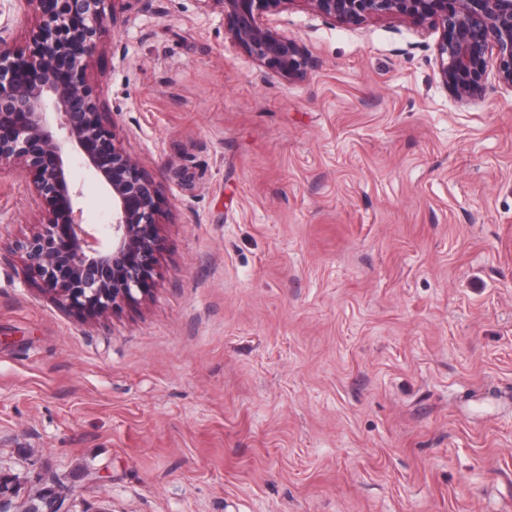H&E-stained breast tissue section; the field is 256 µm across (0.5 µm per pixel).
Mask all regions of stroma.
<instances>
[{"instance_id": "35a3bbf8", "label": "stroma", "mask_w": 512, "mask_h": 512, "mask_svg": "<svg viewBox=\"0 0 512 512\" xmlns=\"http://www.w3.org/2000/svg\"><path fill=\"white\" fill-rule=\"evenodd\" d=\"M89 83L161 186L148 297L89 320L25 276L0 169V475L73 512H512V87L458 101L399 16L276 27L115 0ZM230 34L256 61L272 66L285 79H302L314 67L303 46L277 32L268 14L284 11L293 0H219Z\"/></svg>"}]
</instances>
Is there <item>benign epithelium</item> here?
Listing matches in <instances>:
<instances>
[{"mask_svg":"<svg viewBox=\"0 0 512 512\" xmlns=\"http://www.w3.org/2000/svg\"><path fill=\"white\" fill-rule=\"evenodd\" d=\"M37 18L29 50L0 34V168L19 167L47 212L16 244L23 272L65 312L97 318L151 291L162 245L160 184L117 145L111 108L87 81L89 59L116 22L112 0H18ZM230 34L256 61L302 79L314 61L267 15L295 0H219ZM321 17L357 24L402 16L439 32L438 76L462 103L482 97L489 73L512 87V0H305ZM111 200L106 224L89 221L85 183ZM25 512H70L55 489Z\"/></svg>","mask_w":512,"mask_h":512,"instance_id":"obj_1","label":"benign epithelium"}]
</instances>
